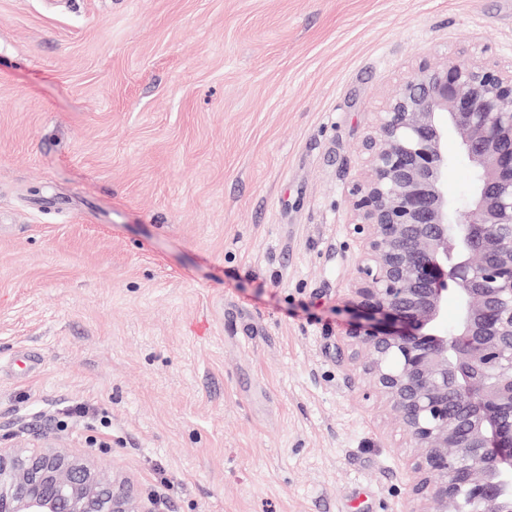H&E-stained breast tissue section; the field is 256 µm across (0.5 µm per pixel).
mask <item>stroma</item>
I'll list each match as a JSON object with an SVG mask.
<instances>
[{
  "label": "stroma",
  "mask_w": 512,
  "mask_h": 512,
  "mask_svg": "<svg viewBox=\"0 0 512 512\" xmlns=\"http://www.w3.org/2000/svg\"><path fill=\"white\" fill-rule=\"evenodd\" d=\"M481 49L512 0H0V445L161 512H405L348 191L384 97Z\"/></svg>",
  "instance_id": "1"
}]
</instances>
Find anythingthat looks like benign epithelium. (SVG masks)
Masks as SVG:
<instances>
[{"label":"benign epithelium","mask_w":512,"mask_h":512,"mask_svg":"<svg viewBox=\"0 0 512 512\" xmlns=\"http://www.w3.org/2000/svg\"><path fill=\"white\" fill-rule=\"evenodd\" d=\"M450 137L473 173L462 201L448 194ZM362 148L345 335L419 449L407 512H512V66L419 64ZM0 512L155 509L84 453L38 440L0 448Z\"/></svg>","instance_id":"1"}]
</instances>
